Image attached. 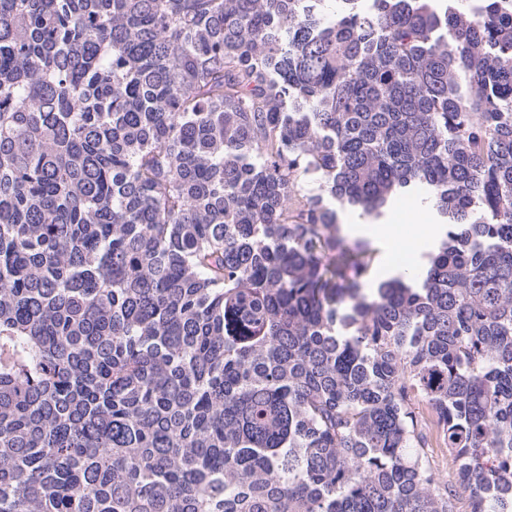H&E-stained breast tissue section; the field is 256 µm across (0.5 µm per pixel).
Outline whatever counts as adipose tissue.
<instances>
[{
  "mask_svg": "<svg viewBox=\"0 0 512 512\" xmlns=\"http://www.w3.org/2000/svg\"><path fill=\"white\" fill-rule=\"evenodd\" d=\"M349 232L377 238L388 243L389 250L386 254L384 268L387 275H395L400 272L401 267L396 257L398 253L415 251L425 252L432 240L441 230L440 225L431 223L428 213L421 208L414 209L411 215V222L406 230H399L394 224H352L348 227Z\"/></svg>",
  "mask_w": 512,
  "mask_h": 512,
  "instance_id": "1",
  "label": "adipose tissue"
}]
</instances>
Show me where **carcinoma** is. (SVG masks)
Returning a JSON list of instances; mask_svg holds the SVG:
<instances>
[{"label":"carcinoma","instance_id":"1","mask_svg":"<svg viewBox=\"0 0 512 512\" xmlns=\"http://www.w3.org/2000/svg\"><path fill=\"white\" fill-rule=\"evenodd\" d=\"M0 0V512H512V0ZM444 233L370 279L338 214ZM425 403L434 423L416 415ZM428 456L430 466L437 474L442 485L448 486L456 493V507L459 512H465L467 508L468 493L463 489L459 474L458 466L453 462L445 448L440 447L436 435H433L430 448H428Z\"/></svg>","mask_w":512,"mask_h":512}]
</instances>
